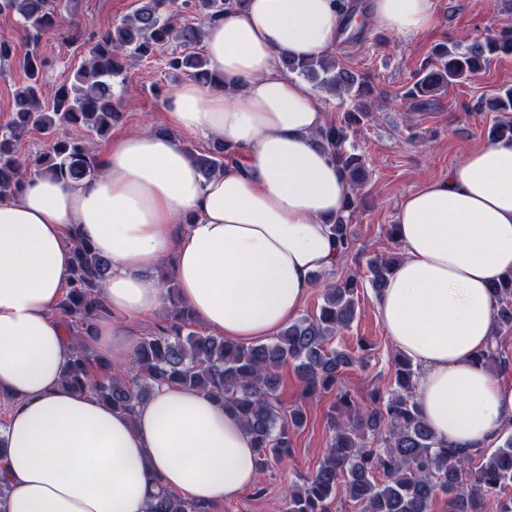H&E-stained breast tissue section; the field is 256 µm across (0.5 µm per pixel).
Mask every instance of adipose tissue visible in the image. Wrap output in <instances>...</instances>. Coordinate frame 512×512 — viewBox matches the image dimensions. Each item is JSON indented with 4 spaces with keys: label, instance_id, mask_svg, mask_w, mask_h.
<instances>
[{
    "label": "adipose tissue",
    "instance_id": "adipose-tissue-1",
    "mask_svg": "<svg viewBox=\"0 0 512 512\" xmlns=\"http://www.w3.org/2000/svg\"><path fill=\"white\" fill-rule=\"evenodd\" d=\"M340 0H245L204 27L223 87L193 81L165 103L170 135L124 134L100 176L30 179L0 199V512H146L157 487L209 505L259 480L238 415L176 384L125 412L62 383L72 344L57 313L71 282L68 242L110 258L95 344L122 361L135 325L164 301L163 267L209 333L250 344L293 322L339 255L329 221L351 192L318 138L327 113L283 59L333 52ZM360 20L411 39L435 22L433 0H370ZM244 151L204 177L176 133ZM402 259L377 298L397 352L421 371L420 414L442 443L483 448L512 423V382L476 360L492 341L490 286L512 272V141L471 151L447 178L401 200Z\"/></svg>",
    "mask_w": 512,
    "mask_h": 512
}]
</instances>
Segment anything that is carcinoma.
Returning <instances> with one entry per match:
<instances>
[{"label": "carcinoma", "mask_w": 512, "mask_h": 512, "mask_svg": "<svg viewBox=\"0 0 512 512\" xmlns=\"http://www.w3.org/2000/svg\"><path fill=\"white\" fill-rule=\"evenodd\" d=\"M244 0H142L123 22L105 32H85L88 57L74 72L70 84L51 90L40 78L37 56L28 54L22 65L27 82L14 95L11 120L0 130V195H19L28 179L51 175L81 180L100 174L99 159L89 143L60 135V130L83 127L105 137L120 118L112 81L125 72V58L149 59L161 48L177 42L166 59L173 74L203 84L224 86V77L210 69L197 51L203 26L178 23L175 17L192 9L204 20L220 18L224 10L239 8ZM19 16L30 43L37 44L52 31L67 37L58 25L56 0H0V12ZM512 53V28H503L481 42L440 46L419 65L412 86L402 94L413 112L433 108L437 92L482 72L491 55ZM288 72L315 80L352 102L338 122L328 123L319 138L334 151L336 162L352 192L330 225L337 251L347 256L354 248L349 218L359 207L357 187L364 183L363 155L346 147L349 130L369 117L368 78L336 56L317 59L287 57ZM36 130L47 139V149L31 161L21 160L18 145ZM233 149L216 142L207 155L193 156L206 178L224 170ZM73 279L58 310L74 338L72 356L62 383L90 393L112 408L131 412L159 384H176L220 400L243 421L263 472L291 446L290 435L303 423V413L284 410L279 401L280 370L294 367L304 393L314 396L336 386L343 368L353 358L327 348L336 332L348 328L357 312L363 282L352 275L324 288L316 314L302 317L281 329L268 343L244 345L222 336L193 330L192 312L179 299L178 286L163 276L170 324L137 343L135 366L118 374L109 359L94 353L88 340L104 313L100 285L110 261L94 246L72 237ZM397 255L376 256L367 263V282L375 294L386 287ZM497 303V332L512 330V275L491 286ZM478 360L488 368L505 371L512 360L499 349L496 335ZM417 369L410 359L394 357V383L371 394V406L360 411L347 393L337 397L329 415L332 432L328 453L318 469L291 492L286 512H331L339 487L359 512H429L437 494L448 496V512H512V435L491 452L484 448H457L435 438L415 402ZM147 512H207L206 507L165 489L149 502Z\"/></svg>", "instance_id": "obj_1"}]
</instances>
